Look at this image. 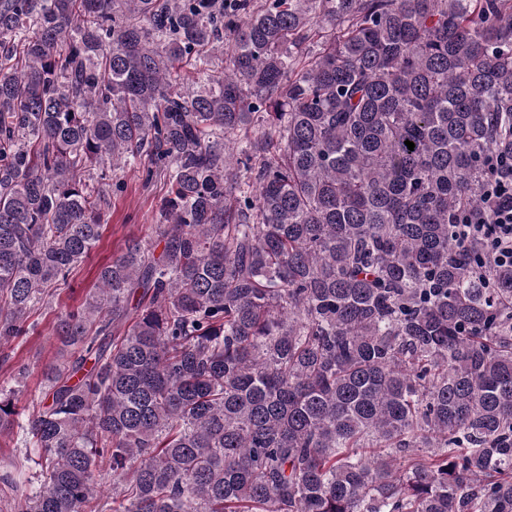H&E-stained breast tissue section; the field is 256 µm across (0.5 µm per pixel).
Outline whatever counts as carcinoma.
Here are the masks:
<instances>
[{
  "instance_id": "carcinoma-1",
  "label": "carcinoma",
  "mask_w": 512,
  "mask_h": 512,
  "mask_svg": "<svg viewBox=\"0 0 512 512\" xmlns=\"http://www.w3.org/2000/svg\"><path fill=\"white\" fill-rule=\"evenodd\" d=\"M511 142L512 0H0V345L169 183L0 387V512H512V267L454 236ZM121 174L120 187L109 189L110 204L105 210L102 237L90 256L76 267L68 281L58 286L53 297L36 306L28 323V330L8 346L0 348V386L12 384L13 369L21 362L29 365V372L18 395L17 406L25 413L32 411L44 390L45 365L56 362V340L53 327L57 318L78 306L93 291L99 268L112 261L131 240L144 245L155 244L157 224H161L160 206L167 186L164 177L144 181L143 168ZM118 183V184H119Z\"/></svg>"
}]
</instances>
